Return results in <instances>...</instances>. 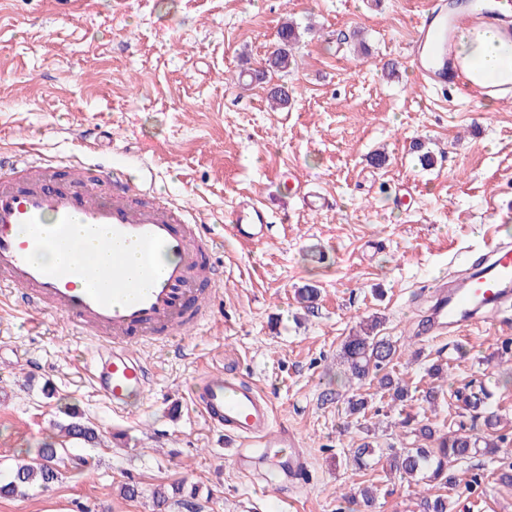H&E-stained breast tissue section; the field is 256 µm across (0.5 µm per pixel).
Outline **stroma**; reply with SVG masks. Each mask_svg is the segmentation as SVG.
I'll return each instance as SVG.
<instances>
[{"label":"stroma","mask_w":512,"mask_h":512,"mask_svg":"<svg viewBox=\"0 0 512 512\" xmlns=\"http://www.w3.org/2000/svg\"><path fill=\"white\" fill-rule=\"evenodd\" d=\"M430 0H0V154H82L80 135L107 132L109 162L148 164L157 192L181 198L214 226L224 295L189 350L147 345L150 390L123 414L87 375L93 342L64 318L38 321L0 299V478L58 438L63 408L96 426L100 443H67L60 481L0 498V512H158L152 491L195 488L198 512H420L422 485L349 458L362 441L400 449L412 438L378 375L351 382L341 344L380 317L397 348L395 379L413 411L440 431L462 425L457 392L487 386L512 458V303L494 326L421 336L435 279L468 272L492 234L512 237V102L487 104L422 86L408 60L412 23ZM294 21V66L252 81ZM288 84L287 108L273 87ZM434 158L423 167L421 152ZM329 202L306 210L289 175ZM271 222L259 243L235 241L225 218L240 203ZM317 289L313 309L300 288ZM443 364L442 378L429 375ZM234 373L271 399L305 449L304 481L282 486L271 459L243 476L224 436L190 403L202 372ZM439 386L433 409L423 390ZM365 418L348 413L353 393ZM482 454L458 465L485 474L451 512H512V487ZM138 494L120 496L122 484ZM373 487L371 507L343 494Z\"/></svg>","instance_id":"stroma-1"}]
</instances>
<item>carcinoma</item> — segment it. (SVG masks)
<instances>
[{"label":"carcinoma","instance_id":"cac0c4a2","mask_svg":"<svg viewBox=\"0 0 512 512\" xmlns=\"http://www.w3.org/2000/svg\"><path fill=\"white\" fill-rule=\"evenodd\" d=\"M298 39L297 27L292 22H286L280 29V48L271 59V67L286 72L292 65V45ZM378 320H371L360 325L359 331L347 337L342 345L341 358L347 364L352 378L363 381L370 372H381L393 361L397 349L385 336L378 332ZM381 387L392 392V401L401 403L407 401L408 389L405 385L395 381L386 373L380 378ZM492 392L485 386L478 391L459 395L462 401V410L478 415L484 414L483 435L477 436L466 430L464 426L448 433H439L429 423L415 416H407L401 421V427L409 430L416 440L411 448H402L392 457L390 467L405 478H420L431 483V487L446 488L463 484L468 491L480 486L484 475L474 474L463 481L454 473V467L475 454L479 449L494 455L504 442V437L498 432V416L487 411L488 400ZM70 420L60 426L68 440L83 445H92L97 442L99 435L94 426L83 420L76 412L68 413ZM433 445H427V442ZM375 449L368 442L362 443L353 452L351 462L357 469L367 467V458L373 455ZM60 448L57 443L45 442L38 448L31 460L14 466L7 481L0 482V496H23L30 489L38 487L49 489L59 481L61 473L56 466ZM183 486L178 484L168 489L157 487L152 492L155 506L166 507L177 499V503L184 506L188 512L192 510V503L196 496L195 491L181 494ZM422 512H449L448 496L433 494L423 495L420 499Z\"/></svg>","mask_w":512,"mask_h":512}]
</instances>
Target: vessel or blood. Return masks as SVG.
Wrapping results in <instances>:
<instances>
[{"label":"vessel or blood","instance_id":"obj_1","mask_svg":"<svg viewBox=\"0 0 512 512\" xmlns=\"http://www.w3.org/2000/svg\"><path fill=\"white\" fill-rule=\"evenodd\" d=\"M486 28L512 41V0H486L474 11L432 0L410 41L418 81L476 101L491 95L512 100V75L488 82L458 52L462 33ZM84 140L86 158L60 164L0 156V291L9 292L22 312L54 313L71 331L96 338L91 384L121 414L151 385L139 346L183 340L211 320L224 277L212 227L195 208L157 193L152 170L134 181L94 160L100 141L90 133ZM77 224L96 238V258L80 255ZM267 227L257 203L242 204L231 215L237 240L260 242ZM40 242L57 249L62 262L37 261L33 250ZM511 300L512 245L498 242L473 272L453 287H438L429 330L464 334L492 324ZM189 398L205 422L223 432L242 469L250 467L252 448H280L282 475L292 481L307 476L305 450L286 428H275L272 401L253 382L205 373L190 385Z\"/></svg>","mask_w":512,"mask_h":512}]
</instances>
